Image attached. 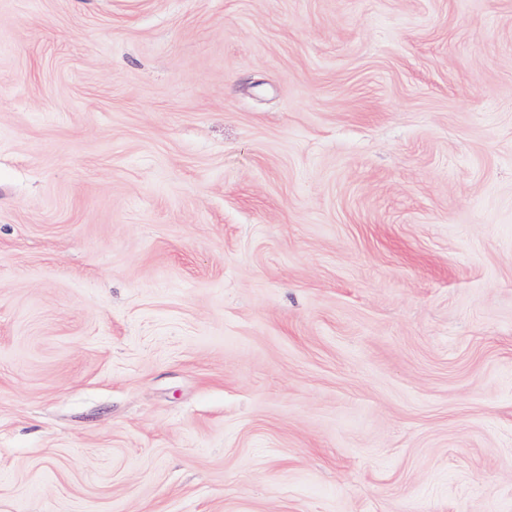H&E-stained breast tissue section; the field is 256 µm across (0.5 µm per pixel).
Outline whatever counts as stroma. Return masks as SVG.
<instances>
[{"mask_svg": "<svg viewBox=\"0 0 512 512\" xmlns=\"http://www.w3.org/2000/svg\"><path fill=\"white\" fill-rule=\"evenodd\" d=\"M0 512H512V0H0Z\"/></svg>", "mask_w": 512, "mask_h": 512, "instance_id": "stroma-1", "label": "stroma"}]
</instances>
